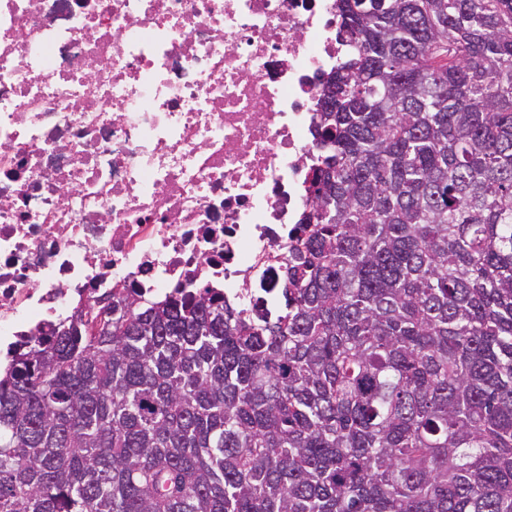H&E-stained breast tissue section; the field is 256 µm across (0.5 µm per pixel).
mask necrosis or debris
Instances as JSON below:
<instances>
[{
  "label": "necrosis or debris",
  "instance_id": "4bbe7bcc",
  "mask_svg": "<svg viewBox=\"0 0 512 512\" xmlns=\"http://www.w3.org/2000/svg\"><path fill=\"white\" fill-rule=\"evenodd\" d=\"M336 0H0V342L111 289L283 285Z\"/></svg>",
  "mask_w": 512,
  "mask_h": 512
}]
</instances>
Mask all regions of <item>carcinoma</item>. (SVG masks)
I'll return each mask as SVG.
<instances>
[{
  "mask_svg": "<svg viewBox=\"0 0 512 512\" xmlns=\"http://www.w3.org/2000/svg\"><path fill=\"white\" fill-rule=\"evenodd\" d=\"M279 313L114 289L0 368V512H512V0H336Z\"/></svg>",
  "mask_w": 512,
  "mask_h": 512,
  "instance_id": "1",
  "label": "carcinoma"
}]
</instances>
